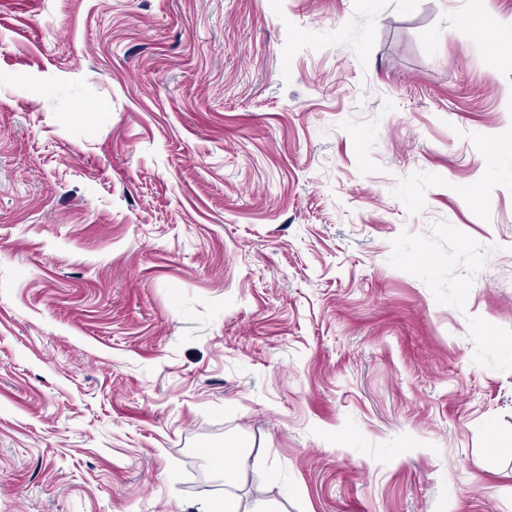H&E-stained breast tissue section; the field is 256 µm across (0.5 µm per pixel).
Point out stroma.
Instances as JSON below:
<instances>
[{
  "mask_svg": "<svg viewBox=\"0 0 512 512\" xmlns=\"http://www.w3.org/2000/svg\"><path fill=\"white\" fill-rule=\"evenodd\" d=\"M466 7L0 0V512H512V47ZM485 2V0H469L463 21H461L462 25L469 30L486 32L492 40L496 39V37L502 39L511 38V31L495 34L492 30L486 27L484 13Z\"/></svg>",
  "mask_w": 512,
  "mask_h": 512,
  "instance_id": "1",
  "label": "stroma"
}]
</instances>
